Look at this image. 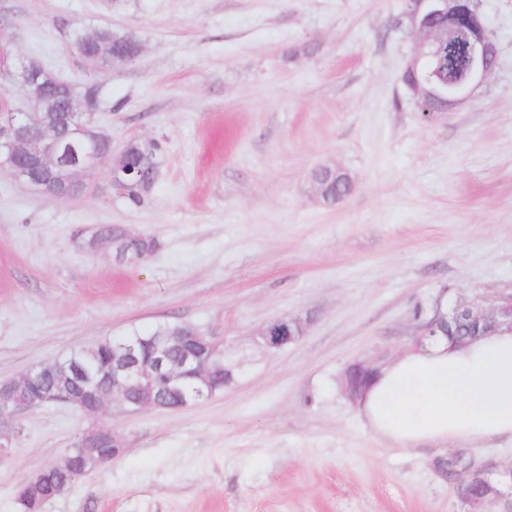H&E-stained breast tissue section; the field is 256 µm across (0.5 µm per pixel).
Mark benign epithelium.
Here are the masks:
<instances>
[{
    "label": "benign epithelium",
    "mask_w": 512,
    "mask_h": 512,
    "mask_svg": "<svg viewBox=\"0 0 512 512\" xmlns=\"http://www.w3.org/2000/svg\"><path fill=\"white\" fill-rule=\"evenodd\" d=\"M467 0H412L408 14L416 35L413 52L406 69L413 75L409 92L434 103L430 122L436 123L448 112L467 105L474 92L492 74L497 59V45L489 35L483 16L470 11ZM87 38L96 42L97 53L84 57L91 69L100 56L112 54V44L90 32ZM464 42L466 71L455 84L438 83L425 61L439 54L448 39ZM10 82L19 87L25 100L20 111L9 109L6 95L0 96V172L15 181L36 188L56 198L85 195L95 178L106 171L112 191L118 195L139 183L138 171L129 160V143L115 150L112 137L96 123L95 113L87 107L89 87L67 79L32 62H21L7 70ZM63 99L64 125L68 132L44 123L40 116L42 93L48 83ZM76 246L94 253L114 243L95 235H87ZM435 316L416 326L415 342L446 336L444 325L451 323L483 324L491 329L505 325L512 328V291L502 292L485 304L475 293L441 308L434 303ZM304 323L288 315L266 323L257 335V344L265 350L280 349L304 335ZM148 346L141 337L112 343V376L107 391L100 387L101 375L85 362L84 351L51 362L35 364L14 377L0 380V457L9 454L13 445L15 424L21 414L42 404H60L74 408L88 417L99 418L117 406L126 413L149 408L180 409L212 396L217 378L238 371L242 363L231 346L219 344L199 328H191V336H170L153 347L147 359L138 352ZM180 348L179 361L170 360V351ZM195 384L194 396L184 393V382ZM124 449L122 438L112 428L95 424L82 432L61 461L39 469L20 486L18 496L30 505L36 502L47 478L71 467L73 456L82 463V475L103 467ZM469 482L482 486L480 495L463 501L465 512H512V466L494 459L475 458L455 471L454 487Z\"/></svg>",
    "instance_id": "obj_1"
}]
</instances>
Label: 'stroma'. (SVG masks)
<instances>
[{
	"instance_id": "stroma-1",
	"label": "stroma",
	"mask_w": 512,
	"mask_h": 512,
	"mask_svg": "<svg viewBox=\"0 0 512 512\" xmlns=\"http://www.w3.org/2000/svg\"><path fill=\"white\" fill-rule=\"evenodd\" d=\"M479 3L497 66L427 124L401 82L409 0H0L12 59L100 84L114 146L163 144L138 207L103 174L66 200L0 174V379L164 322L242 360L185 408L103 416L123 453L44 512H464L433 469L448 446L374 435L343 374L412 344L416 308L512 288V0ZM98 27L136 36L138 58L89 71L72 33ZM320 165L352 176L341 204L318 197ZM100 224L157 249L136 267L79 251ZM285 314L304 336L262 350L258 331ZM89 425L60 405L22 414L0 512H20L19 486Z\"/></svg>"
}]
</instances>
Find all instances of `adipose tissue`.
Instances as JSON below:
<instances>
[{
	"mask_svg": "<svg viewBox=\"0 0 512 512\" xmlns=\"http://www.w3.org/2000/svg\"><path fill=\"white\" fill-rule=\"evenodd\" d=\"M357 410L375 435L401 448L512 437V329L403 350Z\"/></svg>",
	"mask_w": 512,
	"mask_h": 512,
	"instance_id": "ef3b65f1",
	"label": "adipose tissue"
}]
</instances>
